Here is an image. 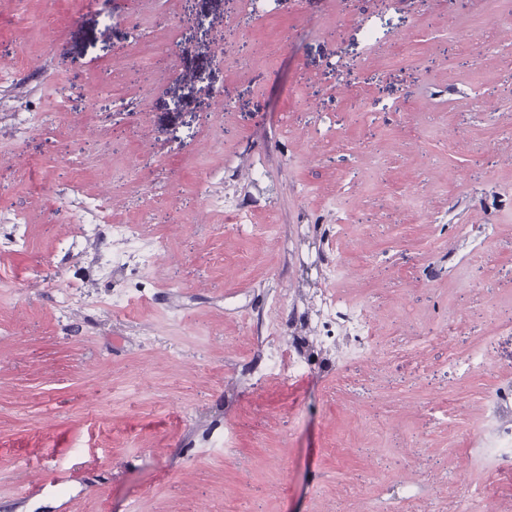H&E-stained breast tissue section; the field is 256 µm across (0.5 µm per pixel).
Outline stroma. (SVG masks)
Masks as SVG:
<instances>
[{
	"label": "stroma",
	"mask_w": 512,
	"mask_h": 512,
	"mask_svg": "<svg viewBox=\"0 0 512 512\" xmlns=\"http://www.w3.org/2000/svg\"><path fill=\"white\" fill-rule=\"evenodd\" d=\"M509 386L512 0H0V512H512ZM343 308L335 298L326 293L314 292L309 297L306 310L308 316H316L317 318L333 321L336 316L343 315L344 331L351 339L359 343V346L368 354L373 355V347L371 345L370 336L367 333V317L363 309H348L347 313H343L339 309ZM270 337L271 338L270 340H268L266 347L264 349L265 370L274 372L281 366H284L286 363H288V372L290 374L296 376L305 375L306 366L304 361L300 360L298 357H288V351H296V347L294 346V344L290 340H288L287 351V348L279 342L278 336ZM506 413L508 414V418L504 420L500 426L498 437L496 440L492 441L488 448H486V452L493 456H498L502 458H512V416H511V406L510 409L506 407ZM510 454V457L508 456Z\"/></svg>",
	"instance_id": "obj_1"
}]
</instances>
